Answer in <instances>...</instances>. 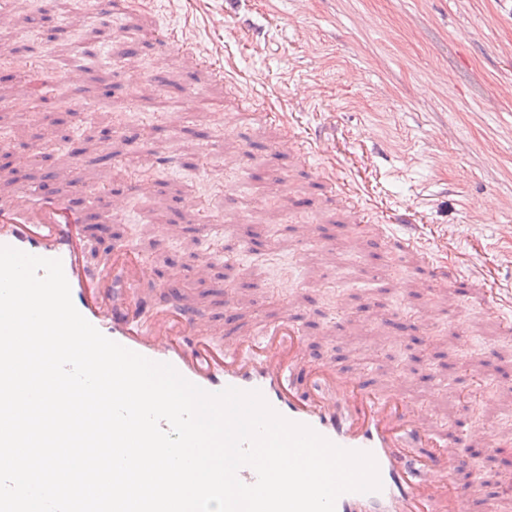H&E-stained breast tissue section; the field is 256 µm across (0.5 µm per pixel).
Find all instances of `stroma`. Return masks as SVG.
I'll use <instances>...</instances> for the list:
<instances>
[{
	"label": "stroma",
	"mask_w": 512,
	"mask_h": 512,
	"mask_svg": "<svg viewBox=\"0 0 512 512\" xmlns=\"http://www.w3.org/2000/svg\"><path fill=\"white\" fill-rule=\"evenodd\" d=\"M132 3L143 12L136 27L122 14ZM36 6L44 18L24 22ZM118 6L102 16L94 0H15L16 18L0 44L12 58L0 66V141L36 155L26 168L0 164V190L41 183L72 152L108 193L152 180L153 197H131L109 234L136 244L154 269L153 285L179 277L180 293L217 323L225 289H235L244 326L291 314L308 361L325 356L345 371L368 369L372 382L399 381L448 432L482 424L512 434V212L496 205L512 194V14L502 0ZM361 16L370 25L358 24ZM171 29L190 30L200 50L219 49L235 67L233 80L212 84L172 45L164 80L133 91L108 58L111 45H135L149 76L156 37ZM65 62L82 74L79 93L61 83ZM30 81L41 93L27 109L12 107ZM306 83L317 87L316 101H301ZM255 87L266 91V107L286 106V124L259 109L244 113L241 126H225V111ZM133 129L139 137L125 138ZM285 129L324 139L326 153L305 166L285 160L284 195L268 185L265 164ZM241 147L248 154L241 168L216 161V151ZM329 157L378 232L361 234L341 210L323 216L315 239L302 238L301 222L323 200L312 172ZM405 224L418 225L436 261L499 289L501 312L486 309L474 287L463 296L424 287L419 252H394L387 242ZM429 302L443 309L432 324L419 317ZM395 314L409 324L399 344L372 324ZM461 454L470 466L459 480L475 490L468 512H483L491 500L512 512V501L500 497L512 479V452Z\"/></svg>",
	"instance_id": "obj_1"
}]
</instances>
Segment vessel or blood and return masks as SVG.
I'll list each match as a JSON object with an SVG mask.
<instances>
[{
    "label": "vessel or blood",
    "mask_w": 512,
    "mask_h": 512,
    "mask_svg": "<svg viewBox=\"0 0 512 512\" xmlns=\"http://www.w3.org/2000/svg\"><path fill=\"white\" fill-rule=\"evenodd\" d=\"M271 180H285L280 158L307 160L295 135L271 148ZM67 186L93 199H105L101 223L127 210V198L103 197L96 181L71 165ZM89 212L67 202L65 194L45 196L23 186L0 196V246L60 259L76 309L103 335L156 362L171 364L188 381L209 392L227 387L260 391L285 418L307 425L347 450L372 453L382 488L341 495L335 512H464L469 491L457 480L464 460L446 430L412 408L400 384L375 387L359 371H341L329 360L306 365L304 339L288 319L243 328L238 299H224L223 324L207 323L202 313L178 301L155 299L143 290L153 270L130 242L112 245V258L99 271L83 262L92 240L84 233ZM460 279L447 265L429 268V287L457 288ZM469 447L504 450L512 440L481 425L461 437Z\"/></svg>",
    "instance_id": "b4317fda"
}]
</instances>
